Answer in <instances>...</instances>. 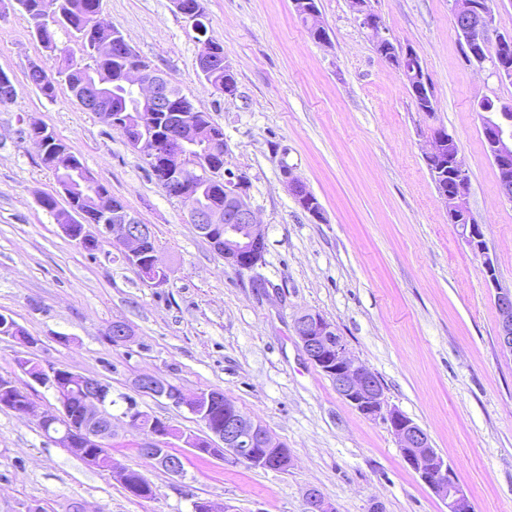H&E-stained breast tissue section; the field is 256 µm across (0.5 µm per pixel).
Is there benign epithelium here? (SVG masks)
<instances>
[{
    "mask_svg": "<svg viewBox=\"0 0 512 512\" xmlns=\"http://www.w3.org/2000/svg\"><path fill=\"white\" fill-rule=\"evenodd\" d=\"M356 19L359 25L370 32L375 43L387 46L391 41L382 35V25L378 15L371 9L369 0H353ZM456 31L468 34L464 39L467 56L479 68L490 64L493 75L502 79L512 72V34L506 32L499 36L498 53L494 59L485 58L479 50L480 40L472 39L469 34L480 35L495 24L485 0L475 3L454 0L453 7ZM125 86L135 92L137 97L147 104L151 111L138 112L128 120L122 115L112 118V124L132 143L140 141L141 131L153 123L155 111L166 110L170 106L167 94L168 78L152 67L132 66L122 76ZM172 116L180 120V134L174 137H159L149 150L146 159L156 180L165 187H175L178 195L185 196L191 190L190 175L198 169L206 172L207 177L224 185V193L230 200L228 206L209 208H187V221L204 239L220 243L224 258L234 267L245 270L254 269L258 263L257 248L265 242V233L258 224L255 211L248 202L239 185V179L224 167L214 168L203 158H197L187 151V146L198 139L213 135L206 126H194L183 112H174ZM482 133L488 146V155L499 172L500 190L505 201L512 203V116L498 113V118H487L482 124ZM42 157L59 173L69 171L72 162L65 155L56 152L52 140L43 132L33 139ZM451 153L455 160L452 177L457 188L454 193L440 192L448 204V219L470 250L481 257L485 271L487 287L494 289V304L498 314L497 340L500 349L512 354V288L501 286L495 273V264L490 254L482 226L472 220L473 214L468 205L469 178L465 163L460 156L455 136L442 128L433 135L426 161H438L445 153ZM75 217L85 225L98 227L97 233L88 231L78 237H72V226L62 224L64 235L73 238L81 245L88 241L101 251L106 247L120 250L130 263H138L140 250L150 236L151 228L127 209L112 212L78 211ZM224 229V236L214 235L216 229ZM142 281L159 288L165 284V269L158 257H153L149 267L137 268ZM295 335L298 336L307 358L318 366L331 381L336 393L359 413L368 417H382L397 438L405 462L420 474L421 479L431 491L444 502L447 512H474L470 495L460 482L456 470L432 446L431 438L413 420L395 408L386 404L385 389L381 380L364 364L350 356L343 337L336 326L318 312L307 311L294 320ZM105 334L120 342H130L135 336L133 326L125 320H114L108 325ZM37 373L31 380L40 387L52 391L56 396L55 411H45L40 422L50 423L66 411V398L76 387L88 394L85 417L91 423L87 429L82 447L89 449L84 455L85 462L96 468L115 475L121 484L128 487L130 494L140 493L142 489L131 480L129 472L118 461L112 459L109 452L112 440V424L97 428L93 423L102 417L112 418L108 408L112 406V387L86 375L60 368L52 364L36 363ZM134 389L155 398L168 397V391L161 389L159 378L153 374L136 376ZM208 404L224 405V424L210 431V441H218L221 448L218 456H230L238 461L254 463L259 466L281 467L282 446L273 442L267 430L245 415L224 392L212 389L199 395ZM128 423L135 429H148L151 437L141 445L143 455L158 461L162 457L159 449L174 435L173 426L161 430L155 423H147L132 413L125 414ZM306 512H335L318 489L311 487L305 494Z\"/></svg>",
    "mask_w": 512,
    "mask_h": 512,
    "instance_id": "obj_1",
    "label": "benign epithelium"
}]
</instances>
